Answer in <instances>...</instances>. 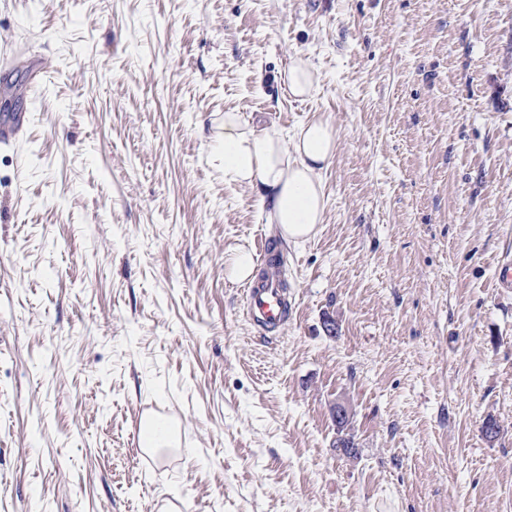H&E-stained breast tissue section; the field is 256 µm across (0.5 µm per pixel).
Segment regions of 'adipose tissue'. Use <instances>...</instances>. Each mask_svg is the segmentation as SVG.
Wrapping results in <instances>:
<instances>
[{
  "mask_svg": "<svg viewBox=\"0 0 512 512\" xmlns=\"http://www.w3.org/2000/svg\"><path fill=\"white\" fill-rule=\"evenodd\" d=\"M336 148L337 132L321 118L302 122L286 137L276 125L228 112L217 137L225 181L249 187L265 223L276 225L281 238L294 243L315 237L324 221L322 172Z\"/></svg>",
  "mask_w": 512,
  "mask_h": 512,
  "instance_id": "obj_1",
  "label": "adipose tissue"
}]
</instances>
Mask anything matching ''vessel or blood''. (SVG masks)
<instances>
[{
	"mask_svg": "<svg viewBox=\"0 0 512 512\" xmlns=\"http://www.w3.org/2000/svg\"><path fill=\"white\" fill-rule=\"evenodd\" d=\"M270 254L259 250L257 260L263 263L265 270L258 279L245 288V305L250 315L270 328L284 323L287 318L288 299L286 291L280 286V280L274 266L269 263Z\"/></svg>",
	"mask_w": 512,
	"mask_h": 512,
	"instance_id": "vessel-or-blood-1",
	"label": "vessel or blood"
}]
</instances>
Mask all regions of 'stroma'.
I'll return each mask as SVG.
<instances>
[{
	"mask_svg": "<svg viewBox=\"0 0 512 512\" xmlns=\"http://www.w3.org/2000/svg\"><path fill=\"white\" fill-rule=\"evenodd\" d=\"M3 112L0 512H512V0H0ZM227 112L334 125L315 238ZM262 233L280 329L225 272ZM288 92L299 98L312 96L318 88V77L310 63L295 58L282 75ZM174 434L170 420L149 416L142 420L140 431L141 448H168Z\"/></svg>",
	"mask_w": 512,
	"mask_h": 512,
	"instance_id": "1",
	"label": "stroma"
}]
</instances>
